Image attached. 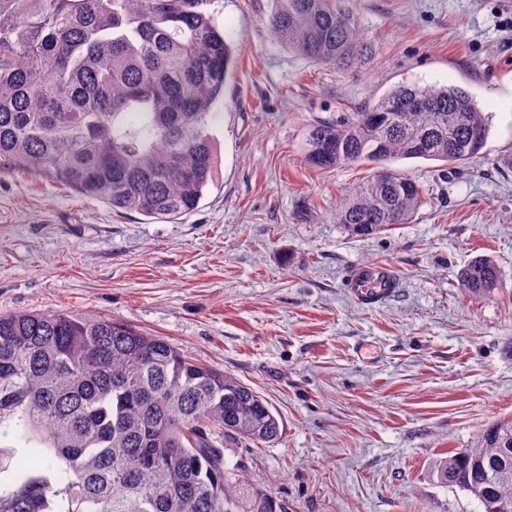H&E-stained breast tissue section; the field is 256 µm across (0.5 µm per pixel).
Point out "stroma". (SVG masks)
<instances>
[{
	"instance_id": "35a3bbf8",
	"label": "stroma",
	"mask_w": 512,
	"mask_h": 512,
	"mask_svg": "<svg viewBox=\"0 0 512 512\" xmlns=\"http://www.w3.org/2000/svg\"><path fill=\"white\" fill-rule=\"evenodd\" d=\"M271 6L210 7L241 46L217 106L216 184L193 213L149 224L0 168V315L108 317L249 384L281 436L224 455L279 512H483L437 468L512 417V0H348L377 55L345 72L288 52ZM402 81L469 90L489 134L463 167L393 162L424 203L357 237L334 213L372 170L310 166L306 132ZM478 255L500 281L474 300L458 274ZM369 263L398 276L374 306L345 287ZM26 458L0 426V491Z\"/></svg>"
}]
</instances>
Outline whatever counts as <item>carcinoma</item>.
<instances>
[{
	"label": "carcinoma",
	"instance_id": "1",
	"mask_svg": "<svg viewBox=\"0 0 512 512\" xmlns=\"http://www.w3.org/2000/svg\"><path fill=\"white\" fill-rule=\"evenodd\" d=\"M211 3L0 0V161L148 221L194 212L216 181L210 129L238 52ZM273 3L270 27L289 51L338 71L374 61L375 45L344 0ZM487 134L466 89L399 83L354 112L313 120L305 160L377 168L335 212L348 233L368 237L409 222L423 204L421 187L387 163H463ZM499 280L489 256L460 272L474 299ZM4 423L71 476H19L0 493V512H275L273 497L246 486L224 458L227 439H278L269 404L233 375L120 321L1 315ZM439 469L484 512H512V417L486 426Z\"/></svg>",
	"mask_w": 512,
	"mask_h": 512
}]
</instances>
